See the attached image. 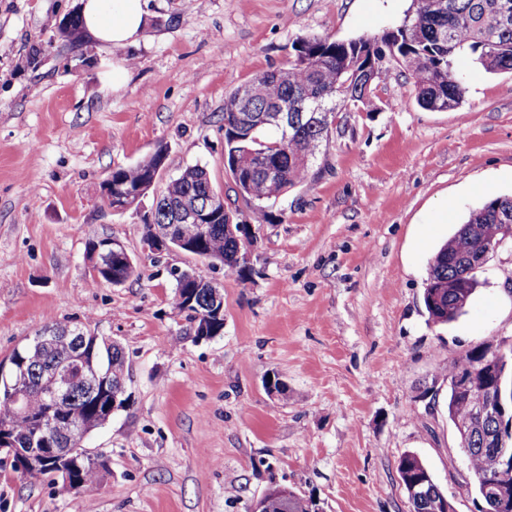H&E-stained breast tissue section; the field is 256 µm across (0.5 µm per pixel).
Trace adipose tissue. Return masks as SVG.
<instances>
[{
	"instance_id": "1",
	"label": "adipose tissue",
	"mask_w": 512,
	"mask_h": 512,
	"mask_svg": "<svg viewBox=\"0 0 512 512\" xmlns=\"http://www.w3.org/2000/svg\"><path fill=\"white\" fill-rule=\"evenodd\" d=\"M144 6V0H83L84 30L108 49L136 45L146 27Z\"/></svg>"
}]
</instances>
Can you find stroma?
Here are the masks:
<instances>
[{
	"label": "stroma",
	"mask_w": 512,
	"mask_h": 512,
	"mask_svg": "<svg viewBox=\"0 0 512 512\" xmlns=\"http://www.w3.org/2000/svg\"><path fill=\"white\" fill-rule=\"evenodd\" d=\"M80 4L0 0V361L52 323L122 345L130 406L85 439L105 466L83 497L96 512H249L278 484L323 512H410L397 464L412 452L456 512H474L444 398L467 351L512 347V251L490 257L451 323L430 321L423 289L457 224L512 195V75L462 57L461 105L431 112L386 63L375 111L339 112L304 181L243 211L256 239L240 277L146 251L141 216L108 210L102 182L163 145L154 193L198 164L238 208L225 97L288 67L296 38L378 36L412 0H146V40L114 52L59 38ZM99 238L130 255L122 284L92 283L86 245ZM176 269L221 288L220 336L194 340L173 311ZM272 374L287 397L267 392ZM73 500L0 452V512H71Z\"/></svg>",
	"instance_id": "obj_1"
}]
</instances>
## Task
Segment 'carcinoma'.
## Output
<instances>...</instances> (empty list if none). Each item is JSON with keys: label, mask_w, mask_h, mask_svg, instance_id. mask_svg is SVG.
I'll return each instance as SVG.
<instances>
[{"label": "carcinoma", "mask_w": 512, "mask_h": 512, "mask_svg": "<svg viewBox=\"0 0 512 512\" xmlns=\"http://www.w3.org/2000/svg\"><path fill=\"white\" fill-rule=\"evenodd\" d=\"M433 0H416L393 31L380 36L358 39L330 40L300 37L292 45L294 59L287 70L259 74L261 82L256 93L242 85L224 99L225 164L239 188L237 194L248 208H260L294 188L309 171L304 160H313L312 147L320 148L328 140L334 116L323 125L311 123L304 114L289 129L288 145L280 144L276 130L264 123L266 112L277 106L288 111L307 103L310 98L326 96L335 106H352L366 110L374 97L373 84L365 70L390 57L414 80L417 104L430 111L454 110L464 97L465 88L455 69L458 57L470 55L490 73H512V0H446V8L437 12ZM69 32L65 41L77 48L81 42L82 19L77 13L67 17ZM160 149L151 157L127 168L112 171V204L132 192H150L155 169L164 158ZM215 189L207 169L200 165L186 168L170 181L166 191L154 199L144 224L174 223L175 207L186 201L204 208L211 205ZM512 224V196L494 195L481 207L471 211L449 242L440 248L430 265L423 302L429 319L436 324L454 321L478 287L476 271L470 257L482 242L499 236L501 225ZM226 220H213L211 231L203 244L210 259L220 262L229 272H242L237 264L241 243L225 229ZM209 289L200 281L187 280L176 284L172 308L186 314L195 329L211 314L207 301ZM88 357L96 363L112 362V380L125 376L126 357L123 348L98 340L87 346ZM70 356V347L57 344L51 348L26 344L13 350L9 359H18L28 370H38L49 362ZM458 368L473 370L471 392L448 388V418L457 428L475 423L473 398L484 385L501 378L503 389L512 392V365L495 362L492 346H479L468 351ZM19 384L26 388L27 407L17 412L6 399L7 386ZM46 405L42 390L30 376L0 380V418L7 417L15 440V454L38 453L44 463L37 475L52 478V448L71 433L73 426L95 416L97 403L82 392L74 394L56 412L57 421L48 436L35 445L28 444L40 430V418ZM498 424L487 422L471 435L467 444V460L477 475L490 469V445L487 437L495 434ZM104 464L96 457L73 460L74 479L86 487L98 478ZM399 476L420 483V497L411 502L412 512H431L430 503L442 494L425 463L414 453L404 454L398 462ZM500 496H484L481 484L475 483L476 498L485 512H512L502 503H512V472L498 478ZM315 512L312 500L296 494L288 505L278 498L266 502L265 512Z\"/></svg>", "instance_id": "1"}]
</instances>
